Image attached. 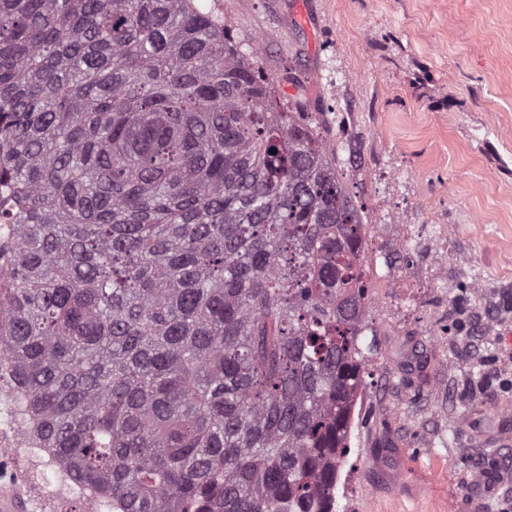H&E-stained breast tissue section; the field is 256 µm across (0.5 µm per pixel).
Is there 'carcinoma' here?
I'll return each instance as SVG.
<instances>
[{
  "instance_id": "cac0c4a2",
  "label": "carcinoma",
  "mask_w": 512,
  "mask_h": 512,
  "mask_svg": "<svg viewBox=\"0 0 512 512\" xmlns=\"http://www.w3.org/2000/svg\"><path fill=\"white\" fill-rule=\"evenodd\" d=\"M193 0H0V389L103 512H331L357 207Z\"/></svg>"
}]
</instances>
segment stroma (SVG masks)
<instances>
[{"mask_svg": "<svg viewBox=\"0 0 512 512\" xmlns=\"http://www.w3.org/2000/svg\"><path fill=\"white\" fill-rule=\"evenodd\" d=\"M220 14L336 150L366 226L378 350L364 369L338 512H502L512 500V360L437 335L460 262L480 322L512 303V0H195ZM409 225L396 250L387 228ZM20 512H85L0 425Z\"/></svg>", "mask_w": 512, "mask_h": 512, "instance_id": "35a3bbf8", "label": "stroma"}]
</instances>
